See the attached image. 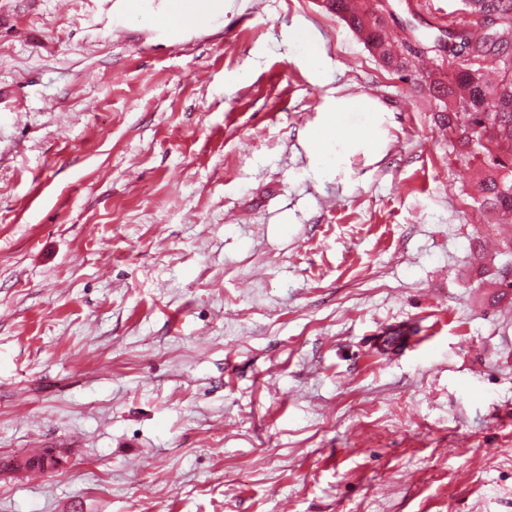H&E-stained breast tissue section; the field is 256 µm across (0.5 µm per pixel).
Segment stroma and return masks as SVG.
Instances as JSON below:
<instances>
[{
  "mask_svg": "<svg viewBox=\"0 0 512 512\" xmlns=\"http://www.w3.org/2000/svg\"><path fill=\"white\" fill-rule=\"evenodd\" d=\"M170 3L0 0V457L67 451L0 512H512V255L432 54L401 79L320 0ZM384 8L420 46L463 17ZM340 97L370 109L317 153ZM219 0H174L175 18L181 25H194L218 8Z\"/></svg>",
  "mask_w": 512,
  "mask_h": 512,
  "instance_id": "stroma-1",
  "label": "stroma"
}]
</instances>
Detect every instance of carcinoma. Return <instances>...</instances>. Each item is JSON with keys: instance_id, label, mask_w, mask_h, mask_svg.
<instances>
[{"instance_id": "1", "label": "carcinoma", "mask_w": 512, "mask_h": 512, "mask_svg": "<svg viewBox=\"0 0 512 512\" xmlns=\"http://www.w3.org/2000/svg\"><path fill=\"white\" fill-rule=\"evenodd\" d=\"M465 18L448 26L434 46L445 52L428 72V89L443 104L442 126L460 134V145L474 146L482 159L472 199L499 223L512 224V0H462ZM326 9L362 35L369 50L389 69L407 71L405 45L391 41L385 22L357 0H325ZM494 17L488 28L484 17ZM413 326H398L380 337V348L398 346Z\"/></svg>"}]
</instances>
